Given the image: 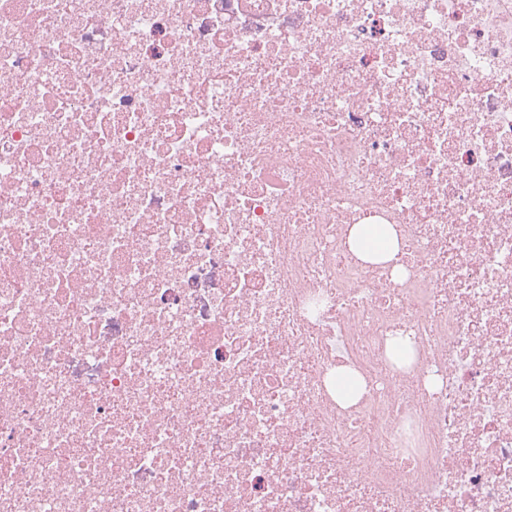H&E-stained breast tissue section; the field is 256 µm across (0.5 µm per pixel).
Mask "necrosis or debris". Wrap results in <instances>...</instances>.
<instances>
[{"label":"necrosis or debris","instance_id":"4bbe7bcc","mask_svg":"<svg viewBox=\"0 0 512 512\" xmlns=\"http://www.w3.org/2000/svg\"><path fill=\"white\" fill-rule=\"evenodd\" d=\"M0 512H512V0H0ZM381 234L376 225L356 224L351 230V239L357 242L366 255L387 251L391 247L390 253L393 256L398 249L395 235L390 229Z\"/></svg>","mask_w":512,"mask_h":512}]
</instances>
